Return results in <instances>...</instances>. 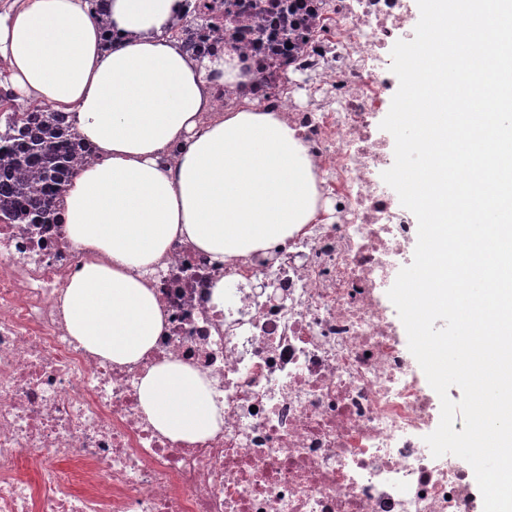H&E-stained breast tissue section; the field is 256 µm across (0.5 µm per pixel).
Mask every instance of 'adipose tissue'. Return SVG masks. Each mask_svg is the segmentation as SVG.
Masks as SVG:
<instances>
[{"label": "adipose tissue", "instance_id": "adipose-tissue-1", "mask_svg": "<svg viewBox=\"0 0 512 512\" xmlns=\"http://www.w3.org/2000/svg\"><path fill=\"white\" fill-rule=\"evenodd\" d=\"M178 0H109L118 38L105 48L86 0H12L0 10V75L25 101L72 113L96 163L70 179L57 208L66 237L100 253L66 288L70 336L118 364H135L164 331L146 282L182 237L215 262L267 249L314 222L319 199L295 129L255 103L202 124L213 76L238 69L194 60L169 38ZM174 164L161 157L171 144ZM139 403L175 442L219 431L224 416L202 372L153 365Z\"/></svg>", "mask_w": 512, "mask_h": 512}]
</instances>
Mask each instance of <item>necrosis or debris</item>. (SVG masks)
<instances>
[{
	"label": "necrosis or debris",
	"mask_w": 512,
	"mask_h": 512,
	"mask_svg": "<svg viewBox=\"0 0 512 512\" xmlns=\"http://www.w3.org/2000/svg\"><path fill=\"white\" fill-rule=\"evenodd\" d=\"M207 3L183 9L178 44L220 38L235 60L215 112L249 99L299 130L317 218L221 266L174 240L150 277L165 331L135 365L69 335L62 297L89 255L62 225L0 224V512H480L471 466L424 440L433 399L380 292L417 229L376 130L408 0ZM296 74L316 82L303 105ZM168 359L206 373L214 436L174 442L142 412L139 381Z\"/></svg>",
	"instance_id": "4bbe7bcc"
}]
</instances>
